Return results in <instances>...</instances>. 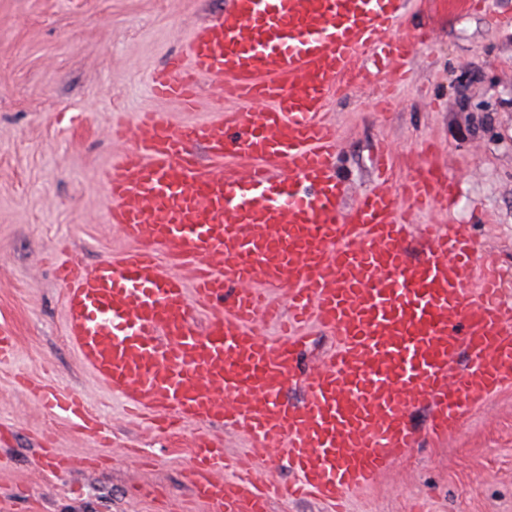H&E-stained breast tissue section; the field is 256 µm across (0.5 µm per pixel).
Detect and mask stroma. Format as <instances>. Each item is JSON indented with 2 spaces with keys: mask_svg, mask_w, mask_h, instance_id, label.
Wrapping results in <instances>:
<instances>
[{
  "mask_svg": "<svg viewBox=\"0 0 512 512\" xmlns=\"http://www.w3.org/2000/svg\"><path fill=\"white\" fill-rule=\"evenodd\" d=\"M224 0H0V329L15 336L0 364V500L14 512H206L184 469L207 432L228 461L252 454L237 427L189 420L177 435L129 415L67 337L65 288L54 263H93L131 245L108 224L103 172L134 149L142 113L172 126L208 122L233 100L204 91L193 108L159 97L153 75L184 54ZM395 36L413 42L403 76L361 64L354 87L331 96L334 167L354 195L372 188L390 149L403 189L417 163L445 168L455 207L405 204L409 241L426 228L467 225L477 254L512 268V0L492 11L470 0H406ZM83 113L68 128L55 116ZM79 394L111 432L101 444L49 416L20 378ZM430 413L410 416L420 444L348 512H512V386L473 407L462 428L432 441ZM55 455H42L43 440Z\"/></svg>",
  "mask_w": 512,
  "mask_h": 512,
  "instance_id": "35a3bbf8",
  "label": "stroma"
}]
</instances>
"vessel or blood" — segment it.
<instances>
[{
    "label": "vessel or blood",
    "instance_id": "vessel-or-blood-1",
    "mask_svg": "<svg viewBox=\"0 0 512 512\" xmlns=\"http://www.w3.org/2000/svg\"><path fill=\"white\" fill-rule=\"evenodd\" d=\"M403 2L229 0L154 87L192 106L201 78L217 77L216 98L239 110L176 129L145 114L136 147L104 177L108 221L131 250L56 269L68 336L114 394L170 427H242L296 473L280 488L287 496L342 501L417 446L409 415L419 404L431 408L430 435L443 438L512 385V301L502 297L512 276L490 259L472 289L466 227L427 238L414 258L399 220L405 202L450 203L447 173L418 166L406 196L382 185L341 209L336 132L320 113L350 87L359 54L405 63L409 40L387 37ZM255 101L268 111L244 112ZM198 144L210 163L196 157ZM231 158L247 161L242 175L220 171ZM179 266L193 271V286ZM270 289L288 295L279 340L253 331L279 314ZM201 311L200 332L192 321ZM311 321L335 333L336 348L306 377L299 360ZM293 382L304 388L297 403L283 397ZM32 394L50 416L97 430L77 394ZM186 476L207 512H267L271 488L225 479L224 450L207 435L196 437Z\"/></svg>",
    "mask_w": 512,
    "mask_h": 512
}]
</instances>
